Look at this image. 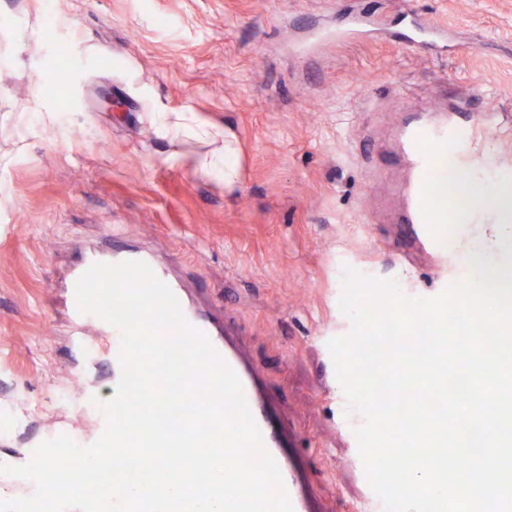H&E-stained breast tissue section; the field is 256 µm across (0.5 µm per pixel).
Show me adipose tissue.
<instances>
[{
    "label": "adipose tissue",
    "instance_id": "obj_1",
    "mask_svg": "<svg viewBox=\"0 0 512 512\" xmlns=\"http://www.w3.org/2000/svg\"><path fill=\"white\" fill-rule=\"evenodd\" d=\"M155 134L168 141L183 136H195L213 142L212 151L205 154L194 152H173L168 163L223 183L225 189H234L241 177V148L232 128L210 127L197 123L189 112H155L151 115Z\"/></svg>",
    "mask_w": 512,
    "mask_h": 512
}]
</instances>
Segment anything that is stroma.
I'll use <instances>...</instances> for the list:
<instances>
[{
  "instance_id": "obj_1",
  "label": "stroma",
  "mask_w": 512,
  "mask_h": 512,
  "mask_svg": "<svg viewBox=\"0 0 512 512\" xmlns=\"http://www.w3.org/2000/svg\"><path fill=\"white\" fill-rule=\"evenodd\" d=\"M407 9L453 50L395 42ZM356 12L387 34L295 54ZM459 99L500 111L512 144V0H0V453L95 433L88 403L111 379L68 349L66 277L118 239L153 250L257 366L316 512H352L366 487L328 348L352 329L343 273L433 296L399 133ZM154 112L232 127L240 184L167 163L206 146L157 137Z\"/></svg>"
}]
</instances>
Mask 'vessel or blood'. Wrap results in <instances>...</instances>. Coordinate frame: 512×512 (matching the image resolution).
<instances>
[{
    "instance_id": "1",
    "label": "vessel or blood",
    "mask_w": 512,
    "mask_h": 512,
    "mask_svg": "<svg viewBox=\"0 0 512 512\" xmlns=\"http://www.w3.org/2000/svg\"><path fill=\"white\" fill-rule=\"evenodd\" d=\"M406 21L405 38L407 45L419 48H444L448 45L445 27L431 20L421 18L419 14L408 10L404 13ZM372 20L363 13L351 14L346 23L337 26L331 32L332 40L346 42L369 38ZM448 117L435 121H418L406 126L401 132L403 153L412 170V181L407 192L406 222L410 225L412 235L423 247L438 257L436 279L439 289H446L450 284L460 281L461 276L454 266L448 263V254L442 249L440 241L428 231L420 214L422 186L428 175L434 174L438 164L432 161L418 147L420 138L426 137L436 142L458 137L459 143L453 154L465 165L489 175H497L505 164L504 151L489 153L477 152L473 147L475 132L491 134L495 129L491 112L469 113L464 102H457L450 107ZM124 261H141L146 263L154 275L165 283L176 296L186 321L196 331L204 335L212 344L223 362L239 377L249 411L260 429L264 449L277 462L284 489L288 495L292 512H313L312 499L302 478L300 468L294 458L285 451L280 431L274 425L268 403L264 397L259 373L238 349L233 339L203 308L192 302L182 284L161 263L156 255L137 247L113 246L111 252L93 251L87 253L81 264L74 269L67 280L68 290H75L81 276L96 263L116 264ZM71 324L75 330L72 345L79 351L90 349L91 343L85 337L82 328L87 323H95L100 335L111 337L112 343L107 350L111 366L112 380H119L122 366L119 360L121 332L93 312L81 311L77 301H70L68 306Z\"/></svg>"
}]
</instances>
